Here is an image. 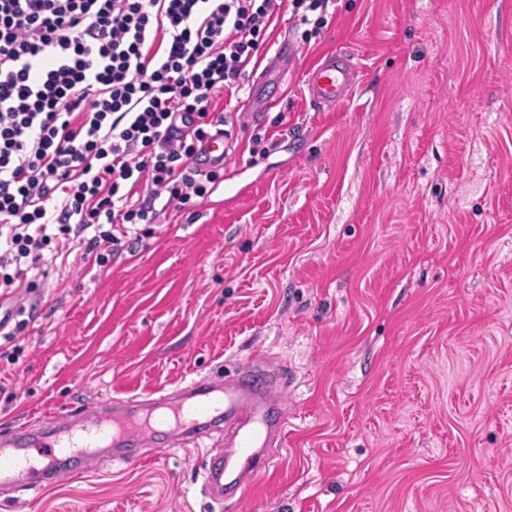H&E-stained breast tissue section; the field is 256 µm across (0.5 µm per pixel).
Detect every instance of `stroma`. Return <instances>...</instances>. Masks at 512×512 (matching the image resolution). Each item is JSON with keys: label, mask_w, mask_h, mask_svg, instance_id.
I'll use <instances>...</instances> for the list:
<instances>
[{"label": "stroma", "mask_w": 512, "mask_h": 512, "mask_svg": "<svg viewBox=\"0 0 512 512\" xmlns=\"http://www.w3.org/2000/svg\"><path fill=\"white\" fill-rule=\"evenodd\" d=\"M303 33L285 8L268 31L263 66L295 49L275 111L247 110L259 67L225 102L210 195L101 265L73 239L0 344V438L267 360L288 427L266 470L215 504L220 437L177 439L0 512H512V0H335ZM334 50L360 87L321 107L303 73Z\"/></svg>", "instance_id": "1"}]
</instances>
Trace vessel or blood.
Wrapping results in <instances>:
<instances>
[{"instance_id":"vessel-or-blood-1","label":"vessel or blood","mask_w":512,"mask_h":512,"mask_svg":"<svg viewBox=\"0 0 512 512\" xmlns=\"http://www.w3.org/2000/svg\"><path fill=\"white\" fill-rule=\"evenodd\" d=\"M356 74L348 56L335 51L308 67L303 81L311 101L337 106L350 101ZM278 387V373L249 362L220 383L192 380L156 397L111 399L70 420L48 414L0 440V484L22 482L40 489L62 476L85 473L103 448L111 449L114 458L130 460L139 456L129 446L132 439L164 448L178 432L199 439L223 429L227 448L211 450L203 460L205 491L214 502H223L225 487L243 485L244 466L265 470L264 448L285 436L288 421Z\"/></svg>"}]
</instances>
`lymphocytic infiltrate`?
<instances>
[{"label":"lymphocytic infiltrate","mask_w":512,"mask_h":512,"mask_svg":"<svg viewBox=\"0 0 512 512\" xmlns=\"http://www.w3.org/2000/svg\"><path fill=\"white\" fill-rule=\"evenodd\" d=\"M286 2L317 37L329 0H0V297L48 244L89 234L101 264L113 225L209 195L219 173L195 165L211 110ZM143 182L147 198L133 201Z\"/></svg>","instance_id":"1"}]
</instances>
